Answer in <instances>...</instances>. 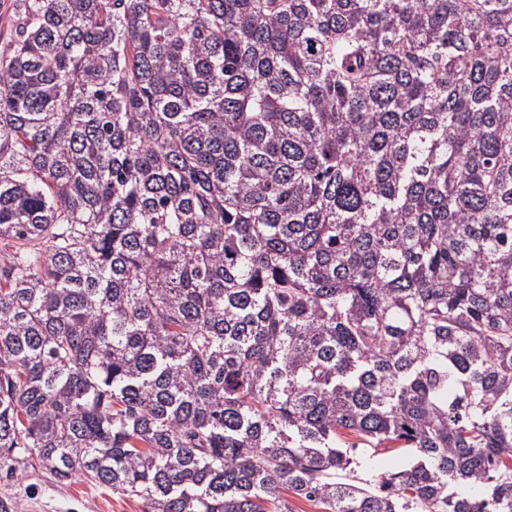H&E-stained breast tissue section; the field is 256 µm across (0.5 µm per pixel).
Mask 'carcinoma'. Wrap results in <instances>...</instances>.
<instances>
[{"instance_id": "obj_1", "label": "carcinoma", "mask_w": 512, "mask_h": 512, "mask_svg": "<svg viewBox=\"0 0 512 512\" xmlns=\"http://www.w3.org/2000/svg\"><path fill=\"white\" fill-rule=\"evenodd\" d=\"M20 4L0 472L512 512V0ZM372 452L373 450L366 448L360 452V457L366 461L368 466L375 467L377 470L379 468L400 470L407 463V458L400 451L387 452L373 457Z\"/></svg>"}]
</instances>
